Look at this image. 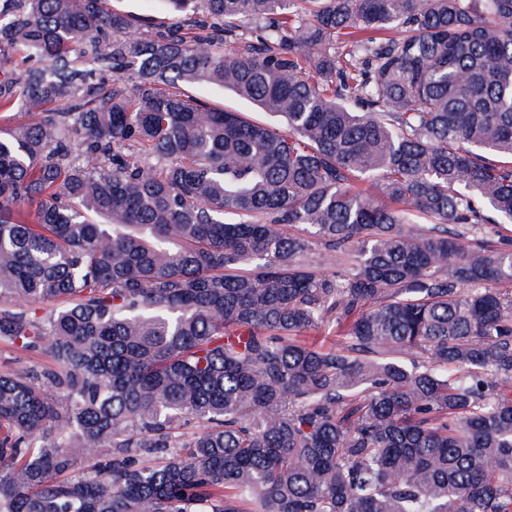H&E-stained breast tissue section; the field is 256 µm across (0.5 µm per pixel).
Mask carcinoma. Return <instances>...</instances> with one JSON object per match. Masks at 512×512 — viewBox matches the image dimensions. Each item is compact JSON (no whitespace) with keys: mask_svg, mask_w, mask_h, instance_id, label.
Instances as JSON below:
<instances>
[{"mask_svg":"<svg viewBox=\"0 0 512 512\" xmlns=\"http://www.w3.org/2000/svg\"><path fill=\"white\" fill-rule=\"evenodd\" d=\"M107 2L0 0V512H512V0ZM110 6L134 15L146 25H161L172 20L165 4L153 0H112ZM187 92L208 105L234 112H244L257 120L272 121V118L258 112L252 104L223 88L201 85L187 89ZM44 364H46L44 358L14 348L5 341H0V372L32 373L40 370Z\"/></svg>","mask_w":512,"mask_h":512,"instance_id":"1","label":"carcinoma"}]
</instances>
